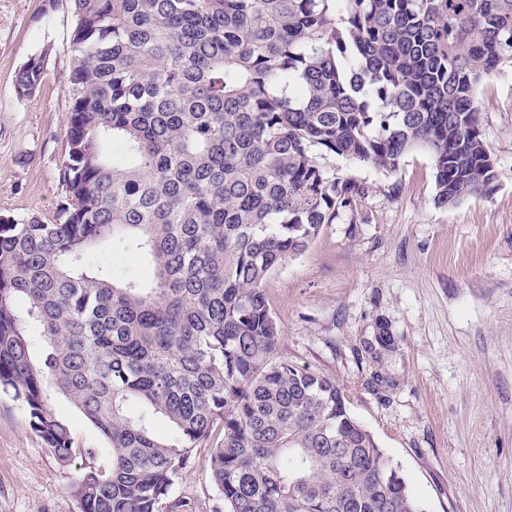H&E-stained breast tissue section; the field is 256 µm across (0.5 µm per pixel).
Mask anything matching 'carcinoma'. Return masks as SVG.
<instances>
[{
    "instance_id": "1",
    "label": "carcinoma",
    "mask_w": 512,
    "mask_h": 512,
    "mask_svg": "<svg viewBox=\"0 0 512 512\" xmlns=\"http://www.w3.org/2000/svg\"><path fill=\"white\" fill-rule=\"evenodd\" d=\"M71 2L64 196L0 215V392L88 457L80 512H189L173 488L218 426L224 512H425L336 380L277 357L263 285L364 193L330 157L393 174L424 149L441 205L495 188L478 96L512 66V0ZM106 242L132 272L85 259ZM51 405L56 416L70 425L76 444L80 448H93L98 452L101 450L103 440L98 431L84 420L73 406L57 397Z\"/></svg>"
}]
</instances>
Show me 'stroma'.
I'll list each match as a JSON object with an SVG mask.
<instances>
[{"label":"stroma","mask_w":512,"mask_h":512,"mask_svg":"<svg viewBox=\"0 0 512 512\" xmlns=\"http://www.w3.org/2000/svg\"><path fill=\"white\" fill-rule=\"evenodd\" d=\"M72 26L70 0H0V215H50L64 194ZM40 52L42 85L19 97L15 75ZM480 104L499 173L489 194L437 204L421 149L393 174L333 158L364 195L264 283L279 357L344 388L426 512H512L511 67ZM212 446L173 488L191 512L221 506ZM75 472L0 393V512H79Z\"/></svg>","instance_id":"35a3bbf8"}]
</instances>
